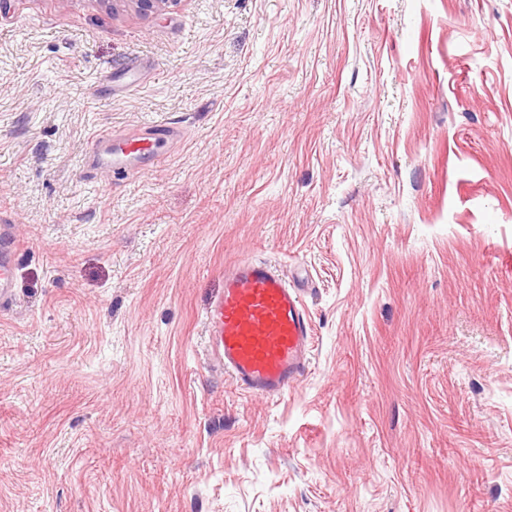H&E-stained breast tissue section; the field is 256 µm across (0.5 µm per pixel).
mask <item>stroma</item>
Listing matches in <instances>:
<instances>
[{
    "label": "stroma",
    "mask_w": 512,
    "mask_h": 512,
    "mask_svg": "<svg viewBox=\"0 0 512 512\" xmlns=\"http://www.w3.org/2000/svg\"><path fill=\"white\" fill-rule=\"evenodd\" d=\"M1 224L0 512H512V0H0ZM245 258L313 323L275 400L208 351ZM172 130L167 126H150L125 135L99 133L92 154L96 168H107L117 175H133L142 159H163L167 154L166 140ZM9 224L0 226V302L9 296L14 280L13 254L17 240L12 236Z\"/></svg>",
    "instance_id": "stroma-1"
}]
</instances>
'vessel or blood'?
Segmentation results:
<instances>
[{
    "label": "vessel or blood",
    "instance_id": "1",
    "mask_svg": "<svg viewBox=\"0 0 512 512\" xmlns=\"http://www.w3.org/2000/svg\"><path fill=\"white\" fill-rule=\"evenodd\" d=\"M172 131L150 126L125 135L99 133L96 167L133 175L142 159H163ZM17 241L0 226V302L13 280ZM205 334L220 367L243 392L265 398L287 393L307 372L314 328L301 288L264 259H246L224 272V292L206 310Z\"/></svg>",
    "mask_w": 512,
    "mask_h": 512
}]
</instances>
